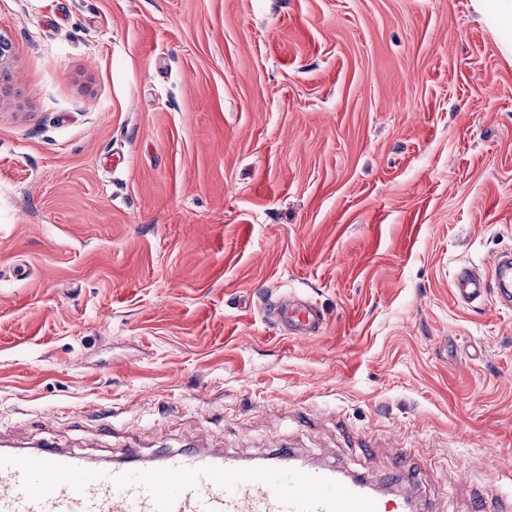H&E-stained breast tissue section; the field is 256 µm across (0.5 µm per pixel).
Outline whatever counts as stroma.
<instances>
[{"instance_id":"stroma-1","label":"stroma","mask_w":512,"mask_h":512,"mask_svg":"<svg viewBox=\"0 0 512 512\" xmlns=\"http://www.w3.org/2000/svg\"><path fill=\"white\" fill-rule=\"evenodd\" d=\"M0 440L279 448L418 512L512 479V30L472 0H0ZM294 294L323 329L264 308ZM402 465L412 486L392 484ZM454 292L463 302L471 303L488 294L505 307L512 305V257L511 252L503 253L489 273H481L469 267H462L456 274ZM277 325L295 337H308L319 332L326 323L324 312L311 301L288 296L280 299L273 307Z\"/></svg>"}]
</instances>
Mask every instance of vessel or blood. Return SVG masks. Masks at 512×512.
<instances>
[{
  "mask_svg": "<svg viewBox=\"0 0 512 512\" xmlns=\"http://www.w3.org/2000/svg\"><path fill=\"white\" fill-rule=\"evenodd\" d=\"M454 292L471 303L491 295L512 305V255L490 272L461 268ZM286 333L307 337L326 323L311 301L288 296L274 306ZM93 469L80 455L44 445L30 452L0 450V512H409L406 498H391L366 479L299 464L281 448L244 470L233 458L199 448L160 454L140 464Z\"/></svg>",
  "mask_w": 512,
  "mask_h": 512,
  "instance_id": "vessel-or-blood-1",
  "label": "vessel or blood"
}]
</instances>
